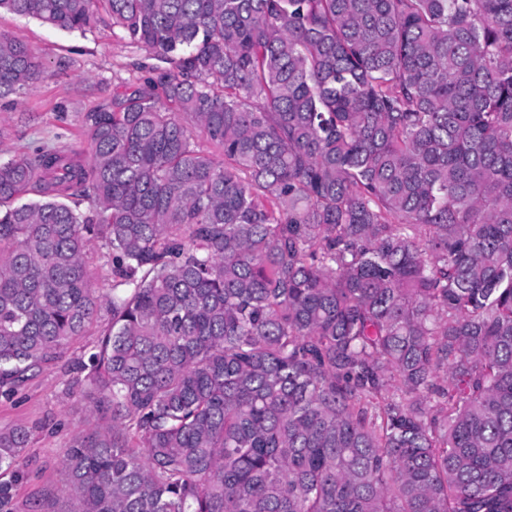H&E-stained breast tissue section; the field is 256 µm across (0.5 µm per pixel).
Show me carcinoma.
Instances as JSON below:
<instances>
[{
	"instance_id": "carcinoma-1",
	"label": "carcinoma",
	"mask_w": 512,
	"mask_h": 512,
	"mask_svg": "<svg viewBox=\"0 0 512 512\" xmlns=\"http://www.w3.org/2000/svg\"><path fill=\"white\" fill-rule=\"evenodd\" d=\"M0 9L161 62L0 161V391L110 313L67 512H512V0ZM41 68L0 35L1 102ZM87 264L93 274L94 288L107 289L112 288V273L107 259L104 258L97 249L91 250L87 254Z\"/></svg>"
}]
</instances>
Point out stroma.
Here are the masks:
<instances>
[{
    "mask_svg": "<svg viewBox=\"0 0 512 512\" xmlns=\"http://www.w3.org/2000/svg\"><path fill=\"white\" fill-rule=\"evenodd\" d=\"M0 33L30 47L44 69L34 91L15 97L13 108L0 112V150L31 153L74 142L85 115L110 101L117 79L141 76L135 64L144 50L106 23L81 35L1 10ZM107 322V313H100L58 362L12 393L0 394V430L24 426L32 432L24 459L26 477L16 491L17 512H33L47 489L58 491L59 512H67L70 500L60 491L66 480L64 452L98 422L94 389L79 364L87 360Z\"/></svg>",
    "mask_w": 512,
    "mask_h": 512,
    "instance_id": "35a3bbf8",
    "label": "stroma"
}]
</instances>
